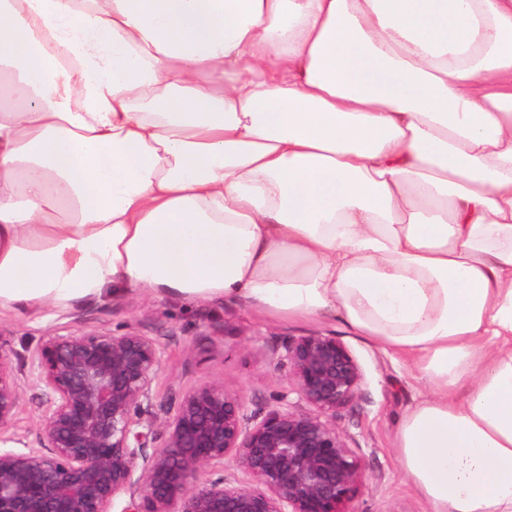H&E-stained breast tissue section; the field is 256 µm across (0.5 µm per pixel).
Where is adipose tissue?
<instances>
[{
    "instance_id": "adipose-tissue-1",
    "label": "adipose tissue",
    "mask_w": 512,
    "mask_h": 512,
    "mask_svg": "<svg viewBox=\"0 0 512 512\" xmlns=\"http://www.w3.org/2000/svg\"><path fill=\"white\" fill-rule=\"evenodd\" d=\"M108 287L407 355L402 477L512 512V0H0V313Z\"/></svg>"
}]
</instances>
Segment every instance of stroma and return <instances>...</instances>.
Returning a JSON list of instances; mask_svg holds the SVG:
<instances>
[{"label":"stroma","mask_w":512,"mask_h":512,"mask_svg":"<svg viewBox=\"0 0 512 512\" xmlns=\"http://www.w3.org/2000/svg\"><path fill=\"white\" fill-rule=\"evenodd\" d=\"M77 329H133L157 340L165 349L156 381L161 400L179 389L214 381L243 395L252 410L272 404L274 396L292 386L271 358L284 339L310 333L336 337L354 355L366 379L363 398L336 413V425L351 436L364 472L352 501L355 512H428L402 479L393 447L400 418L424 393L426 383L407 361L376 342L327 319L279 322L232 301L192 302L127 293L107 294L65 311L0 315V347L20 353L42 336Z\"/></svg>","instance_id":"stroma-1"}]
</instances>
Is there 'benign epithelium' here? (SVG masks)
I'll list each match as a JSON object with an SVG mask.
<instances>
[{
    "mask_svg": "<svg viewBox=\"0 0 512 512\" xmlns=\"http://www.w3.org/2000/svg\"><path fill=\"white\" fill-rule=\"evenodd\" d=\"M272 355L296 401L250 410L213 381L156 402L164 351L136 331L0 348V512H356L364 475L336 412L362 396V369L319 333ZM25 384L43 412L20 435Z\"/></svg>",
    "mask_w": 512,
    "mask_h": 512,
    "instance_id": "1",
    "label": "benign epithelium"
}]
</instances>
